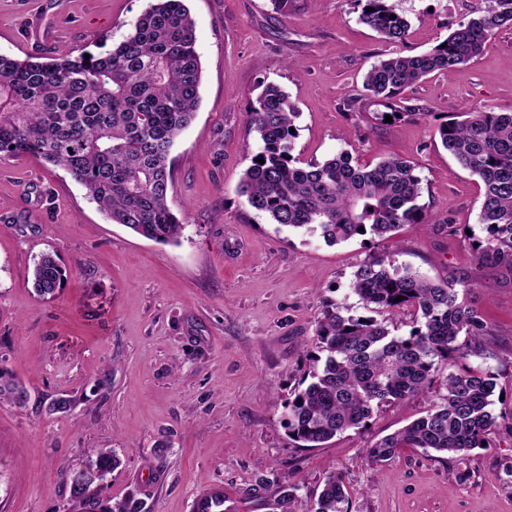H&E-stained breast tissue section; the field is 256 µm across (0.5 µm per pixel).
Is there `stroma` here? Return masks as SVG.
<instances>
[{
    "instance_id": "obj_1",
    "label": "stroma",
    "mask_w": 512,
    "mask_h": 512,
    "mask_svg": "<svg viewBox=\"0 0 512 512\" xmlns=\"http://www.w3.org/2000/svg\"><path fill=\"white\" fill-rule=\"evenodd\" d=\"M153 0H0V54L59 58L104 53ZM484 0H400L411 24L400 50L416 55L467 21ZM202 67L200 105L170 159V203L185 228L162 244L112 223L63 169L32 157L0 158V366L30 394L0 399V512H81L64 479L91 448L120 464L106 497L135 493L147 512H191L195 491L220 482L239 512H308L326 476L341 475L349 512H512V423L466 458L401 449L388 462L368 450L424 415L442 392L375 409L365 427L323 447L292 440L285 404L309 369L316 320L327 303L363 309L353 272L377 254L435 280L471 284L489 330L480 367L512 414V273L481 264L478 178L436 136L464 106L512 105V29L475 61L405 90L415 116L374 119L363 77L389 47L360 24L356 0H187ZM280 85L300 111L294 153L322 160L349 150L361 161H414L430 222L399 238L327 245L280 228L236 192L256 151L246 114L260 82ZM56 254L68 278L54 299L33 286L34 259ZM60 397L64 412H49ZM298 486L280 503L279 488Z\"/></svg>"
}]
</instances>
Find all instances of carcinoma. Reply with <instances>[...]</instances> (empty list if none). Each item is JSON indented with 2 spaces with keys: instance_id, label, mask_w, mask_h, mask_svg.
Instances as JSON below:
<instances>
[{
  "instance_id": "cac0c4a2",
  "label": "carcinoma",
  "mask_w": 512,
  "mask_h": 512,
  "mask_svg": "<svg viewBox=\"0 0 512 512\" xmlns=\"http://www.w3.org/2000/svg\"><path fill=\"white\" fill-rule=\"evenodd\" d=\"M357 2L359 22L385 43L406 40L410 23L395 0ZM510 26L512 0H485L431 49L417 55L395 51L374 62L363 87L389 109L380 120L389 114L397 123L409 116L400 105L406 89L473 60ZM200 79L194 22L183 0H157L103 55L87 59L82 52L46 61L0 55V158L34 156L61 167L112 223L151 241L175 242L184 224L168 202L169 156L195 118ZM261 87L247 112L260 148L237 186L251 209L328 245L366 235L394 237L407 224L429 223L413 161L364 163L347 150L303 161L294 155L297 134L290 132L299 118L295 102L273 82ZM437 133L442 147L482 183L479 224L486 236L476 247L478 260L512 273V106L498 112L466 108ZM65 277L49 253L33 264V285L43 298L55 297ZM349 289L372 315H345V306L336 304L321 312L311 381L286 406L289 437L317 448L364 427L380 404L427 391L441 373L445 393L439 402L376 442L369 456L385 462L402 448L467 453L483 447L498 423L491 409L494 377L480 368L445 373L452 353L483 355L488 330L472 286L434 281L373 255L355 270ZM407 309L415 314L407 336L391 334L387 319L374 317ZM2 398L23 406L29 393L0 367ZM118 463L113 449L93 448L84 468L66 472L71 497L84 512H144V502L133 495L114 503L98 497L99 483ZM348 506L346 485L330 474L310 512H348Z\"/></svg>"
}]
</instances>
